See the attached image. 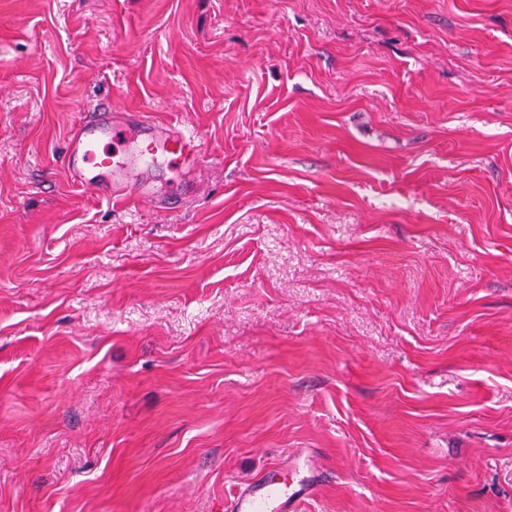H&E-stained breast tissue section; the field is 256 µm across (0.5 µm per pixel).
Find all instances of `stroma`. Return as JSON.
Wrapping results in <instances>:
<instances>
[{
  "instance_id": "stroma-1",
  "label": "stroma",
  "mask_w": 512,
  "mask_h": 512,
  "mask_svg": "<svg viewBox=\"0 0 512 512\" xmlns=\"http://www.w3.org/2000/svg\"><path fill=\"white\" fill-rule=\"evenodd\" d=\"M198 137L188 208L60 158ZM512 512V0H0V512ZM145 117L144 112H121L115 107L87 112L75 127L63 160L72 185L104 200L133 197L160 210L180 208L186 190L156 195L150 180L170 166L198 165L197 135L159 127ZM325 477L311 468L301 456L288 468L270 470L245 484L225 502V512H297L302 500L311 496L315 485Z\"/></svg>"
}]
</instances>
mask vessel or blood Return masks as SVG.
Returning a JSON list of instances; mask_svg holds the SVG:
<instances>
[{"mask_svg":"<svg viewBox=\"0 0 512 512\" xmlns=\"http://www.w3.org/2000/svg\"><path fill=\"white\" fill-rule=\"evenodd\" d=\"M63 163L74 187L104 200L136 198L160 210L180 208L179 191L155 194L151 178L176 167L199 163L194 132L160 127L144 113L100 108L86 113L71 136ZM324 477L307 461L295 458L288 468L271 470L241 487L224 512H297Z\"/></svg>","mask_w":512,"mask_h":512,"instance_id":"1","label":"vessel or blood"}]
</instances>
